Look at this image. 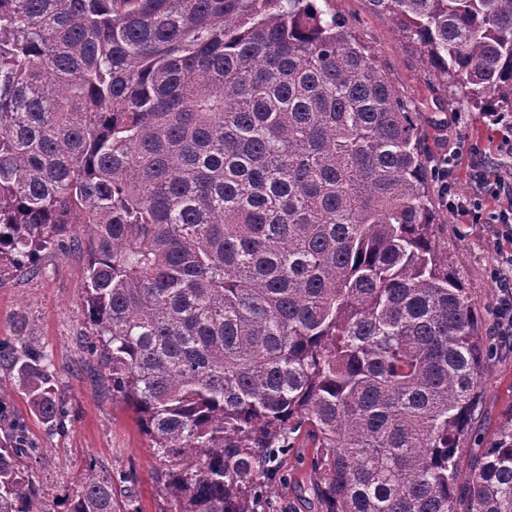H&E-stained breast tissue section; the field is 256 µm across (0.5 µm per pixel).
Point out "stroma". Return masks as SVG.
Masks as SVG:
<instances>
[{
  "instance_id": "stroma-1",
  "label": "stroma",
  "mask_w": 512,
  "mask_h": 512,
  "mask_svg": "<svg viewBox=\"0 0 512 512\" xmlns=\"http://www.w3.org/2000/svg\"><path fill=\"white\" fill-rule=\"evenodd\" d=\"M322 8L336 15L363 44L376 64L420 112V132L429 158L453 151L456 163L448 174L453 193L472 190L474 166L491 171L512 168V158L497 152L498 131L484 111L439 80L418 40L390 14L377 11L370 0H324ZM436 238L462 278L482 316V333L495 334L493 310L499 290L490 277L496 253L512 251V240L495 224H464L442 204ZM41 274L29 276L11 264L0 265V344L24 337L42 351L67 417L53 427L29 406L17 370L0 366V391L9 396V410L0 415V439L13 420L24 423L39 451L20 461L35 492L53 512H66L81 485L86 466L113 480L128 477L127 489L138 512H167L163 466L154 457L133 411L97 386L87 365L79 336L86 309V258L77 252L45 251ZM479 405L467 439L458 450L461 465L491 447L499 431L512 423V351H492L479 382ZM290 449L276 470L264 503L265 512H321L312 461L316 450L304 431L289 436Z\"/></svg>"
}]
</instances>
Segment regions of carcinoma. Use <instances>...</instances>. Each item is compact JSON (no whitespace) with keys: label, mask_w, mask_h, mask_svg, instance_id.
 <instances>
[{"label":"carcinoma","mask_w":512,"mask_h":512,"mask_svg":"<svg viewBox=\"0 0 512 512\" xmlns=\"http://www.w3.org/2000/svg\"><path fill=\"white\" fill-rule=\"evenodd\" d=\"M319 0H0V259L86 257L81 342L169 512H259L307 427L323 512H512V427L458 484L486 363L418 111ZM512 108V0H372ZM63 425L45 356L8 354ZM0 442V512H47ZM67 512H130L89 470Z\"/></svg>","instance_id":"1"}]
</instances>
